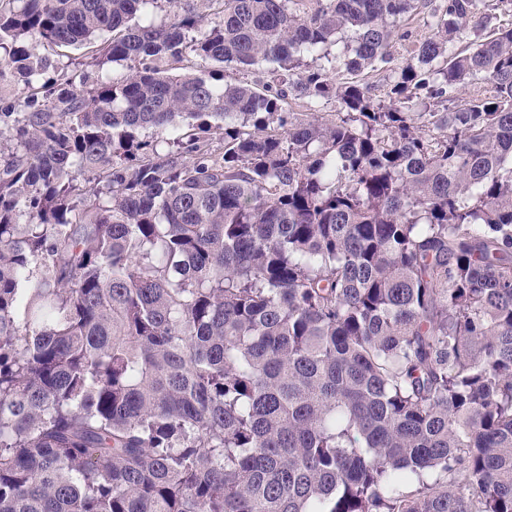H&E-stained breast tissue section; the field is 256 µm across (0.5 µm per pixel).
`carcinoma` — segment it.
I'll use <instances>...</instances> for the list:
<instances>
[{"instance_id": "carcinoma-1", "label": "carcinoma", "mask_w": 512, "mask_h": 512, "mask_svg": "<svg viewBox=\"0 0 512 512\" xmlns=\"http://www.w3.org/2000/svg\"><path fill=\"white\" fill-rule=\"evenodd\" d=\"M206 2L0 0V512H512V0ZM413 49V43L410 41H397V43L394 45L392 51H393V61L388 64L384 69H386L388 66L395 67L401 65L410 55L411 51ZM381 70L379 72H375L374 74L370 73L366 77V81H368L370 84H378V86L383 83V78L387 74V71ZM381 80V81H380ZM90 49L87 48H80V49H73V48H63V49H57L56 52L51 51H44L41 49V52L43 53H50L49 56L51 58V61L53 63V68L49 69L48 76H54L55 71H60L62 68H66V66L69 65L68 70H76L75 66L77 62H84L83 66H80L77 68L78 74L83 76L85 79V82L88 84H92L97 76V71L94 67L90 65V58L89 56L91 53L89 52Z\"/></svg>"}]
</instances>
